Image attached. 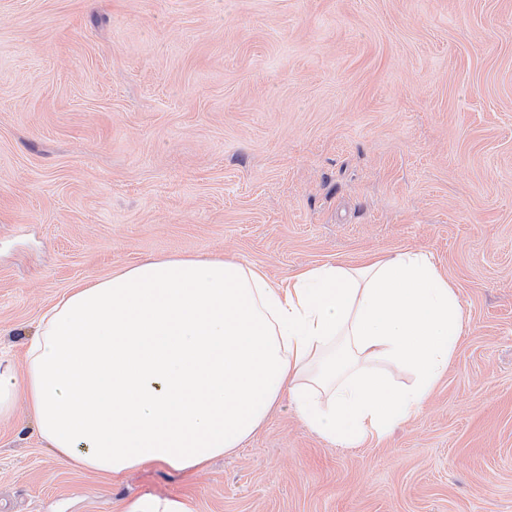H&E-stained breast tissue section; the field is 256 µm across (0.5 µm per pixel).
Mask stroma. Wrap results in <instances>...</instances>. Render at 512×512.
I'll return each mask as SVG.
<instances>
[{
	"instance_id": "stroma-1",
	"label": "stroma",
	"mask_w": 512,
	"mask_h": 512,
	"mask_svg": "<svg viewBox=\"0 0 512 512\" xmlns=\"http://www.w3.org/2000/svg\"><path fill=\"white\" fill-rule=\"evenodd\" d=\"M414 249L466 329L357 448L282 400L200 472L71 468L0 419V512H512V0H0V352L161 256L277 281ZM125 512H191V508L182 500L141 497L130 502Z\"/></svg>"
}]
</instances>
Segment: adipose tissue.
Masks as SVG:
<instances>
[{"mask_svg":"<svg viewBox=\"0 0 512 512\" xmlns=\"http://www.w3.org/2000/svg\"><path fill=\"white\" fill-rule=\"evenodd\" d=\"M464 327L456 289L422 250L285 282L218 256L157 258L45 310L24 375L0 357V415L24 402L57 458L109 475L202 471L285 397L328 441L356 448L421 407Z\"/></svg>","mask_w":512,"mask_h":512,"instance_id":"1","label":"adipose tissue"}]
</instances>
